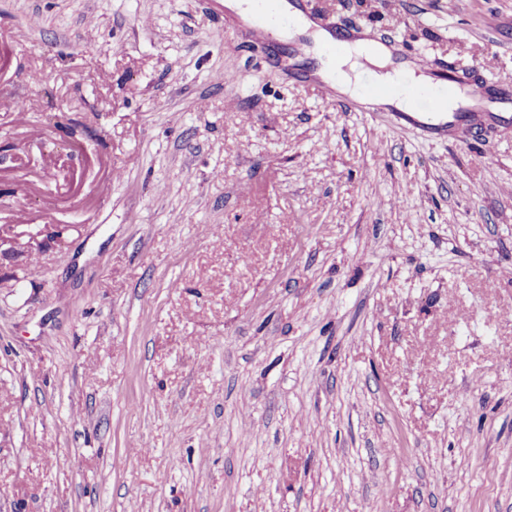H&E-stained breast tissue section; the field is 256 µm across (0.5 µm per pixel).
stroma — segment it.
I'll list each match as a JSON object with an SVG mask.
<instances>
[{
    "mask_svg": "<svg viewBox=\"0 0 512 512\" xmlns=\"http://www.w3.org/2000/svg\"><path fill=\"white\" fill-rule=\"evenodd\" d=\"M312 3L512 87V0ZM235 23L0 0V512H512V136ZM436 102V94L431 91L418 90L411 97V106L413 112H393L395 116L394 123L397 126L405 127L411 125L419 127L422 131L429 135L439 134L443 128H452L460 125H468L481 117L479 112H450L454 107L453 99L446 103L441 99L440 106L434 112H423L433 108ZM439 112H448V122L434 124L432 115Z\"/></svg>",
    "mask_w": 512,
    "mask_h": 512,
    "instance_id": "obj_1",
    "label": "stroma"
}]
</instances>
